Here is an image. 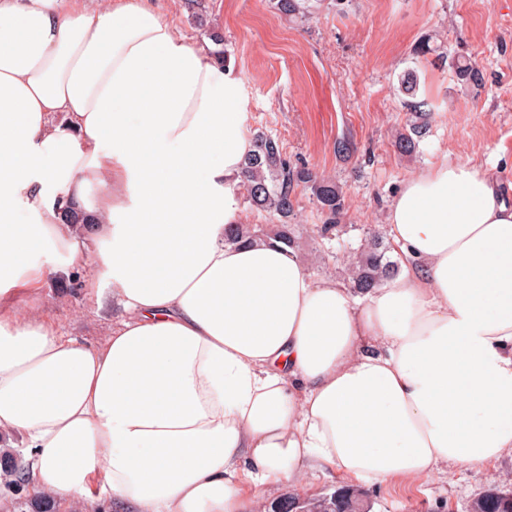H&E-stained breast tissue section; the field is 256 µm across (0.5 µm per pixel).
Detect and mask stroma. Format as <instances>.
I'll return each mask as SVG.
<instances>
[{
  "instance_id": "stroma-1",
  "label": "stroma",
  "mask_w": 512,
  "mask_h": 512,
  "mask_svg": "<svg viewBox=\"0 0 512 512\" xmlns=\"http://www.w3.org/2000/svg\"><path fill=\"white\" fill-rule=\"evenodd\" d=\"M305 18L279 13L273 0H153L163 20L194 47L215 48L208 29L224 36L227 70L241 88L247 134L278 139L294 166L333 178L348 206L331 238L306 187H296V221L309 232L301 261L318 278H342L344 247L385 231L387 212L404 181L445 160L467 163L512 182V0H312ZM462 58L480 71L472 87L449 64L416 55L420 43ZM417 73L418 98L433 109L418 153L392 147L395 129L411 120L403 106L405 70ZM352 152L342 157L337 141ZM43 312L67 336L105 344L125 318L109 286L98 281L93 236L79 241L68 275L40 288ZM512 488V452L479 469L456 466L429 478L359 483L370 512H470L492 482ZM334 471L316 469L303 483L281 480L250 488L254 512L280 496L329 494L343 486Z\"/></svg>"
}]
</instances>
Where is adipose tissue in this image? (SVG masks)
Here are the masks:
<instances>
[{"instance_id": "1", "label": "adipose tissue", "mask_w": 512, "mask_h": 512, "mask_svg": "<svg viewBox=\"0 0 512 512\" xmlns=\"http://www.w3.org/2000/svg\"><path fill=\"white\" fill-rule=\"evenodd\" d=\"M244 121L238 82L150 0H0V442L24 438L33 496L249 512L247 487L316 468L379 483L512 451L496 182L445 161L406 180L404 270L356 296L278 240L225 244ZM72 202L126 312L103 346L40 310L77 260Z\"/></svg>"}]
</instances>
